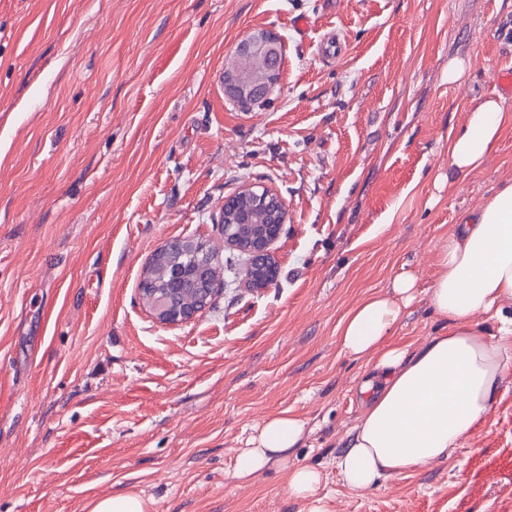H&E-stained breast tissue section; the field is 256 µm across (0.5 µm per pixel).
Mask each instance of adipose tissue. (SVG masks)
<instances>
[{"label":"adipose tissue","mask_w":512,"mask_h":512,"mask_svg":"<svg viewBox=\"0 0 512 512\" xmlns=\"http://www.w3.org/2000/svg\"><path fill=\"white\" fill-rule=\"evenodd\" d=\"M509 124L512 114L500 100L483 101L449 141L451 167L464 175L482 168ZM390 288V294L363 297L338 329L342 352L365 360L369 369L349 449L336 460L342 483L353 491L447 458L497 401L512 369V183L464 216L438 251L427 294L442 325L418 347L391 338L420 294L417 279L402 273ZM482 321L494 322L495 334L485 335ZM306 426L288 411L266 418L238 450L234 475L245 481L270 466L283 467L289 493L307 501L309 512H326L320 471L288 462Z\"/></svg>","instance_id":"ef3b65f1"}]
</instances>
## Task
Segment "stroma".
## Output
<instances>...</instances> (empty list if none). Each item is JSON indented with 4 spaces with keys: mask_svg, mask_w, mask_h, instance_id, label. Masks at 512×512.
Returning a JSON list of instances; mask_svg holds the SVG:
<instances>
[{
    "mask_svg": "<svg viewBox=\"0 0 512 512\" xmlns=\"http://www.w3.org/2000/svg\"><path fill=\"white\" fill-rule=\"evenodd\" d=\"M260 31L283 66L246 109L219 74ZM506 66L512 0H0V512H89L126 486L151 512H307L278 467L233 476L282 411L307 422L290 462L321 471L329 512H512V372L448 458L362 491L336 471L368 373L338 325L408 272L394 338L440 327L434 257L512 182V125L464 176L449 139ZM249 184L288 211L275 284L236 264L193 321L159 323L138 291L154 250L223 249Z\"/></svg>",
    "mask_w": 512,
    "mask_h": 512,
    "instance_id": "35a3bbf8",
    "label": "stroma"
}]
</instances>
